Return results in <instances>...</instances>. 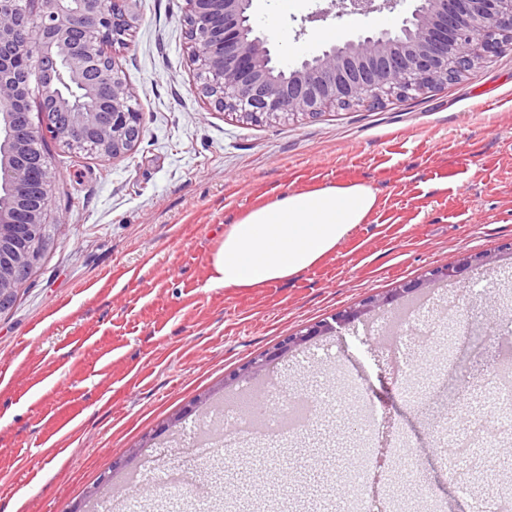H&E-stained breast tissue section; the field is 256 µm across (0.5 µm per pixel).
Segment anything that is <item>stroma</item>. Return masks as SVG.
<instances>
[{
    "instance_id": "obj_1",
    "label": "stroma",
    "mask_w": 512,
    "mask_h": 512,
    "mask_svg": "<svg viewBox=\"0 0 512 512\" xmlns=\"http://www.w3.org/2000/svg\"><path fill=\"white\" fill-rule=\"evenodd\" d=\"M414 0L348 17L330 0L253 10L282 66L337 41L398 27ZM136 23L115 49L116 69L143 118L127 155L104 161L45 139L54 176V241L13 308L0 315V512H71L84 506L113 461L137 449L136 483L114 481L119 499L205 498L192 475L190 441L203 413L223 400L225 377L285 336L384 295L464 253L512 242V47L473 75L425 94L335 107L317 118L241 122L210 107L187 54L186 0H132ZM323 9L319 21L300 19ZM364 184L377 196L365 223L294 278L235 289L211 280L224 227L286 191ZM492 287L474 301L472 286ZM465 306L453 354L423 348L415 333L449 296ZM378 309L271 366L253 389L287 384L316 400L304 437L235 436L216 473L224 512H342V475L356 436L372 429L376 463L368 493L433 495L441 512H473L452 481L439 430L494 373L512 377V343L485 336L512 316V254L464 274L450 288ZM406 437L423 480L392 470L386 450ZM262 452L254 482L239 455ZM294 479L286 483L283 473Z\"/></svg>"
}]
</instances>
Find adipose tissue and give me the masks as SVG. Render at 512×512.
I'll return each instance as SVG.
<instances>
[{"label":"adipose tissue","instance_id":"adipose-tissue-1","mask_svg":"<svg viewBox=\"0 0 512 512\" xmlns=\"http://www.w3.org/2000/svg\"><path fill=\"white\" fill-rule=\"evenodd\" d=\"M377 197L362 184L288 191L224 227L211 256L214 283L255 288L318 264L364 223Z\"/></svg>","mask_w":512,"mask_h":512}]
</instances>
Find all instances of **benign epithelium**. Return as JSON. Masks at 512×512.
Wrapping results in <instances>:
<instances>
[{"instance_id":"7a95c632","label":"benign epithelium","mask_w":512,"mask_h":512,"mask_svg":"<svg viewBox=\"0 0 512 512\" xmlns=\"http://www.w3.org/2000/svg\"><path fill=\"white\" fill-rule=\"evenodd\" d=\"M130 0H34L38 21L0 0V297L21 290L20 271L39 255L15 244L16 231L40 230L52 210V176L32 141L48 133L66 148L94 142L98 154H128L141 137L138 109L108 48L128 44ZM375 0H340L347 14L379 10ZM188 56L200 92L214 108L251 123L316 118L336 105L378 103L392 94H423L473 71L492 53L512 45V0H416L397 31H368L342 45L303 58L291 68L274 62L269 37L251 22L252 0H186ZM40 112L31 123L30 96ZM495 262L490 253L465 254L436 266L426 279L403 282L385 296L336 313L283 338L251 360L249 377L301 346L335 332L435 282H452L466 269Z\"/></svg>"}]
</instances>
